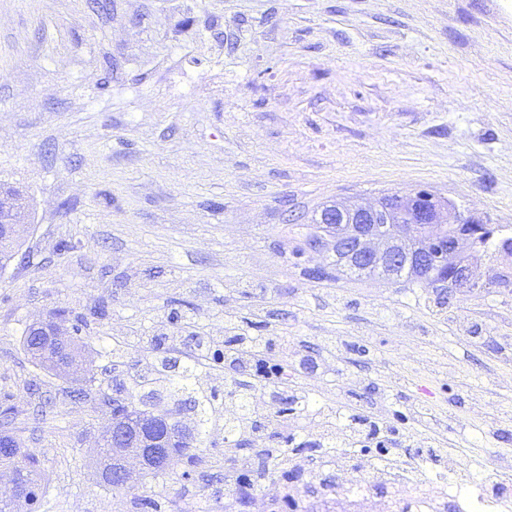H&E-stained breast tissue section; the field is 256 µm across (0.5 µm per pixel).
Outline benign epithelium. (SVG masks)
<instances>
[{"label": "benign epithelium", "instance_id": "1", "mask_svg": "<svg viewBox=\"0 0 512 512\" xmlns=\"http://www.w3.org/2000/svg\"><path fill=\"white\" fill-rule=\"evenodd\" d=\"M430 201L432 197L420 192L398 198L396 206L383 208L375 202L350 207L326 206L321 210L319 223L330 224L339 230L334 248L349 263L364 268H376L385 276L394 277L408 264L422 268L450 258L456 264L454 279L459 284L471 281L473 271L460 250L459 241L453 237L431 238L422 248L409 252L401 246L402 224L408 222L415 228L437 229L449 223L448 215L434 206L418 205L416 199ZM15 216L0 221L3 230L13 237H23L28 220L21 208H14ZM51 320L30 324L32 334L45 336L47 341L61 347L68 345L66 337L50 328ZM172 418L163 415L142 416L133 412L129 402L118 401L112 405V421L106 434L112 447L120 452L118 461L108 471V477L129 483L136 472L164 463L156 447L164 445ZM7 487L0 490V503L14 504L24 499L26 491L21 486L16 471L0 470Z\"/></svg>", "mask_w": 512, "mask_h": 512}]
</instances>
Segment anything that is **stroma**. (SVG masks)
<instances>
[{"mask_svg":"<svg viewBox=\"0 0 512 512\" xmlns=\"http://www.w3.org/2000/svg\"><path fill=\"white\" fill-rule=\"evenodd\" d=\"M29 211L0 270V410L41 463L36 512H258L224 476V427L199 428L198 389L163 397L206 458L189 480L122 494L100 483L109 398L162 357L264 339L288 378L256 386V448L303 414L400 419L406 447L490 475L512 459V255L490 249L473 287L440 290L337 270L321 209L427 189L512 237V0H0V185ZM82 319L96 371L36 367L33 320ZM124 364L108 374L113 349Z\"/></svg>","mask_w":512,"mask_h":512,"instance_id":"obj_1","label":"stroma"}]
</instances>
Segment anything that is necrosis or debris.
<instances>
[{
  "label": "necrosis or debris",
  "mask_w": 512,
  "mask_h": 512,
  "mask_svg": "<svg viewBox=\"0 0 512 512\" xmlns=\"http://www.w3.org/2000/svg\"><path fill=\"white\" fill-rule=\"evenodd\" d=\"M358 452L352 441L318 449L298 501L328 505L335 498L332 488L317 482L324 467L349 472L344 499L347 512H363L369 499H377L383 512L408 506L409 512H512V462H499L495 472L482 479L467 476V467L457 456L409 458L402 449L386 448L374 457L366 476L350 473Z\"/></svg>",
  "instance_id": "4bbe7bcc"
}]
</instances>
